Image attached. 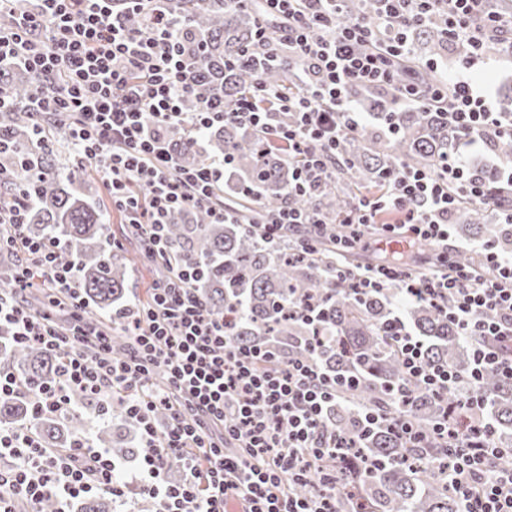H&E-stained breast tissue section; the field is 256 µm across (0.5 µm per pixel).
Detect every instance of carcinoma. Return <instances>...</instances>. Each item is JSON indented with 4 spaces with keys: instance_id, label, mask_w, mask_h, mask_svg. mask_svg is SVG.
I'll return each instance as SVG.
<instances>
[{
    "instance_id": "1",
    "label": "carcinoma",
    "mask_w": 512,
    "mask_h": 512,
    "mask_svg": "<svg viewBox=\"0 0 512 512\" xmlns=\"http://www.w3.org/2000/svg\"><path fill=\"white\" fill-rule=\"evenodd\" d=\"M170 11L188 19L182 41L189 53L187 78L193 87L185 97L184 111L196 112L207 105L223 109L261 82L291 95L307 92L309 81L301 78L305 65L280 46L277 59L258 69L251 46L262 27L270 37L278 25L268 20L260 5L247 0H171ZM360 14L377 25L376 4L371 0H348L343 14ZM412 53L435 58L447 53L459 60L469 56L470 47L448 42L439 21L409 27ZM413 69L424 86L437 83L441 75L416 64L411 57L402 70ZM42 81L11 61L0 63V87L10 94V105L0 109V138L11 150L0 155V167L8 178L0 184V205L9 206L21 196H31L25 211L26 232L32 237L60 239L58 262L73 270V282L89 300L95 315L117 318L130 307L128 277L130 260L107 245L110 211L99 200L97 186L83 176V166L62 163L52 143L37 141L34 121L25 108L28 98ZM399 87L374 89L353 86L350 97L369 112L380 126H363L344 134L336 145L337 169L348 183L329 197L316 199L293 189V164L273 149L264 133L234 124L204 132L205 150L187 146L178 149V163L200 167L211 159L227 157L228 181L224 197L235 198L241 213L238 224H211L207 213L193 209L176 214L169 224L172 251L203 264V274L194 282L197 295L214 313L233 324L234 340L240 344L269 343L283 354L317 357L333 373L355 372L361 378L349 405L372 408L385 403L396 406L387 388L405 382L398 356L390 349L384 327L400 318L415 335L425 338V360L456 371L471 362V347L478 340L464 341L448 323L441 308L404 301L393 310L390 293L357 295L349 278L336 279L330 265L333 237L349 235L342 216L363 189L382 192L401 169L437 173L459 143L457 129L441 106L410 105L399 108ZM394 116L397 126L388 130L386 119ZM487 186L496 204L512 205V188L499 180L488 165L469 167ZM320 210L327 231L320 236L316 251L301 256L288 248L263 249L255 243L254 225L284 207ZM486 212L465 201L454 209L451 220L472 231V237L492 242L504 254L512 252V228L489 224ZM455 262L471 267L481 277L491 274L479 255L470 250L455 252ZM319 302L321 318L335 340L325 345L307 341L315 335L312 326L291 314L288 302ZM131 348L130 336L112 334V357L123 359ZM0 361L21 380L52 382L58 360L37 346L0 343ZM409 411L416 431L425 436L422 448H408L385 429L372 431L363 440L360 456L336 460V485L350 512H458L459 502L448 491L440 472L448 449L431 442L434 424L455 398L437 400L412 388ZM481 394L491 403L494 426L499 435L512 432V379L495 374L484 377ZM32 426L49 448H69L85 435L88 422L77 406L64 417L34 419L25 398L0 400V426ZM139 430L135 419L124 412V398L112 402V419L99 424L95 441L112 457L125 463L136 459L142 448L134 444ZM375 461L366 470L363 458ZM117 497L108 492L80 500L74 512H114Z\"/></svg>"
}]
</instances>
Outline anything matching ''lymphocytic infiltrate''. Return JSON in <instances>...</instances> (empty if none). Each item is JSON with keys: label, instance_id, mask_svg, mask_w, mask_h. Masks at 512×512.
Instances as JSON below:
<instances>
[{"label": "lymphocytic infiltrate", "instance_id": "1", "mask_svg": "<svg viewBox=\"0 0 512 512\" xmlns=\"http://www.w3.org/2000/svg\"><path fill=\"white\" fill-rule=\"evenodd\" d=\"M266 16L280 19L279 40L259 36L256 56L275 58L279 41L291 55L313 68L311 90L280 108H262L272 99L264 84L241 96L224 111L186 112L189 94L187 59L181 42L186 19L167 8L168 0H0V11L14 17L0 29V62L15 60L44 85L26 104L37 118L40 139L50 131L45 115L72 117L71 142L92 163L107 186L113 208L146 245L148 254L167 268L149 301L128 319L134 347L114 360L112 337L96 330L88 304L71 286L70 268L60 265L53 237L33 238L24 223V202L0 207V230L19 257L10 287L0 289V330L21 345L58 353L54 382L21 381L0 365V399L23 396L34 416H62L76 395L100 416L112 411V395H126V414L141 427V489L156 500L157 512H344L336 494L334 463L340 450L362 447L361 439L332 427L330 415L344 406L345 393L357 386L356 375L332 376L311 359L282 357L268 346L234 343L222 317L196 299L189 288L199 264L172 255L166 229L182 211L205 208L215 224L236 222L237 208L218 196L226 163L213 160L188 169L177 160L176 141L202 148L206 129L234 123L267 134L277 150L295 163L296 192L317 196L336 179V144L356 131L363 115L348 94L355 85L390 87L397 81L394 59L409 55L406 35L412 23L441 19L451 40L467 41L472 60L491 55L512 58V19L496 11L495 0H378L380 27L362 17L342 15L343 0H261ZM404 97L417 104L447 101L448 116L460 133L462 148L449 155L441 173L403 170L391 186L375 196L358 198L345 215L350 238L346 253L363 239L364 230L390 213L382 226L390 236L409 234L432 242L448 239L449 217L458 197L492 208L484 183L469 179L464 152L512 145V113L493 111L474 91L470 78L454 77L426 91L407 88ZM290 113L293 123L280 122ZM457 193H450L449 185ZM311 215L285 208L270 215L256 231L258 246L273 248L292 231L312 223ZM489 278L451 264L441 252L443 273H413L398 265L358 268L356 293L391 291L431 305H443L461 336L480 338L467 372L427 363L424 342L400 323L389 329L407 381L435 398L455 394L465 420L443 416L434 439L448 450L450 492L460 512H512V468L502 469L505 452L488 418L480 394L485 374L512 379V359L498 346L512 344V254L490 243L480 246ZM40 285L50 307L33 310L23 293ZM67 309L66 325L52 310ZM495 312L492 320L483 319ZM160 365L168 386L154 389L152 365ZM391 417L373 408L351 409L362 431L385 428L411 447L423 445L405 408ZM169 413L157 429L156 408ZM13 460L0 470V512H19V504H39L45 497L66 503L107 491L122 496L116 463L108 449L79 438L66 450L44 447L27 426L0 427V455ZM178 460L183 478L168 484V460ZM316 480L320 491L309 498L287 492L291 482Z\"/></svg>", "mask_w": 512, "mask_h": 512}]
</instances>
